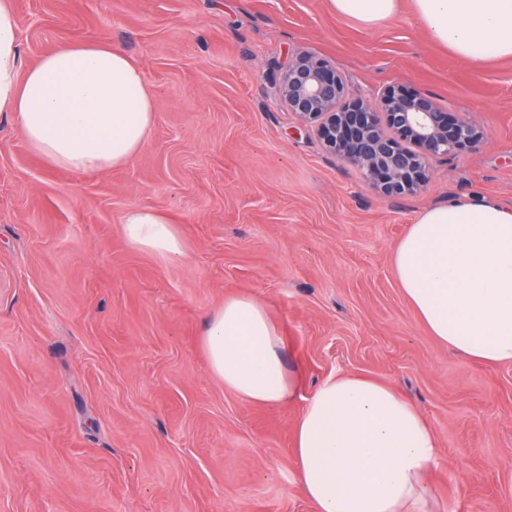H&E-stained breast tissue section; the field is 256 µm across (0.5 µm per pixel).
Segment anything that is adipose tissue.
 <instances>
[{
    "instance_id": "obj_1",
    "label": "adipose tissue",
    "mask_w": 512,
    "mask_h": 512,
    "mask_svg": "<svg viewBox=\"0 0 512 512\" xmlns=\"http://www.w3.org/2000/svg\"><path fill=\"white\" fill-rule=\"evenodd\" d=\"M334 13L377 26L399 0H329ZM436 42L474 62L512 58V0H412ZM10 0H0V113L17 120L31 149L56 167L96 173L128 164L155 122L145 72L120 49L72 43L23 66ZM130 246L186 257L180 227L134 207L122 218ZM391 266L418 318L441 345L489 365L512 364V204L457 198L419 213ZM212 375L257 406L292 400L296 372L265 306L226 298L201 336ZM298 481L314 512H426L425 478L437 460L433 430L388 385L340 374L306 400L294 428Z\"/></svg>"
}]
</instances>
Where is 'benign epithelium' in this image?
Returning <instances> with one entry per match:
<instances>
[{
    "label": "benign epithelium",
    "instance_id": "benign-epithelium-1",
    "mask_svg": "<svg viewBox=\"0 0 512 512\" xmlns=\"http://www.w3.org/2000/svg\"><path fill=\"white\" fill-rule=\"evenodd\" d=\"M278 82L281 101L300 127L317 126L328 150L385 195L420 189L430 160L474 151L484 139L466 116L444 112L430 95L401 86L387 87L374 105H339L346 87L325 59L298 54Z\"/></svg>",
    "mask_w": 512,
    "mask_h": 512
}]
</instances>
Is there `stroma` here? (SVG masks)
<instances>
[{
    "label": "stroma",
    "instance_id": "stroma-1",
    "mask_svg": "<svg viewBox=\"0 0 512 512\" xmlns=\"http://www.w3.org/2000/svg\"><path fill=\"white\" fill-rule=\"evenodd\" d=\"M24 63L73 42L141 66L155 98L127 165L55 168L0 113V512H313L293 431L349 373L413 403L438 438L428 512H512V365L448 351L403 297L391 255L416 215L469 194L512 203V58L433 41L410 0L375 28L328 0H11ZM335 64L350 98L430 94L485 133L386 196L301 129L275 63ZM132 207L179 224L186 258L124 238ZM263 302L299 370L256 407L215 379L200 336L225 298Z\"/></svg>",
    "mask_w": 512,
    "mask_h": 512
}]
</instances>
